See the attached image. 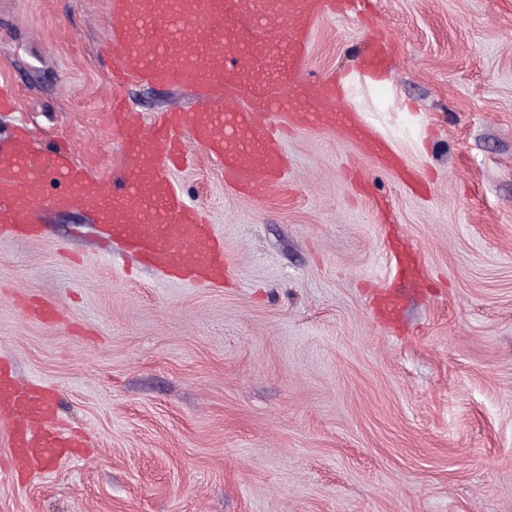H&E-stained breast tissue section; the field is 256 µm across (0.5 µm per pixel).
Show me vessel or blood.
Instances as JSON below:
<instances>
[{"instance_id":"b4317fda","label":"vessel or blood","mask_w":512,"mask_h":512,"mask_svg":"<svg viewBox=\"0 0 512 512\" xmlns=\"http://www.w3.org/2000/svg\"><path fill=\"white\" fill-rule=\"evenodd\" d=\"M329 0H108L106 25L114 83L136 77L152 84L190 79L211 103L196 112L172 110L151 130H142L121 106L112 119L123 131L125 163L110 188L75 163L64 148L38 153L25 128L0 145V234L28 232L47 199L96 210L113 238L147 265L220 286L231 273L224 245L201 211L175 189L171 172L187 165L190 145L218 158L225 178L239 192L261 197L286 168L279 137L260 121L258 111L286 112L291 128L329 126L379 158L386 142L355 112H329L322 103L336 85L304 78L312 28ZM288 32L272 53L263 34L275 24ZM290 88L288 98L274 95ZM247 98L249 107L230 103L228 92ZM62 180L47 196L51 176ZM0 417L10 423L8 462L20 471L39 469L46 460L71 456L85 445L79 434L58 426L54 398L39 383L17 379L0 363Z\"/></svg>"}]
</instances>
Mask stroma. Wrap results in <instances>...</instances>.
<instances>
[{
  "label": "stroma",
  "mask_w": 512,
  "mask_h": 512,
  "mask_svg": "<svg viewBox=\"0 0 512 512\" xmlns=\"http://www.w3.org/2000/svg\"><path fill=\"white\" fill-rule=\"evenodd\" d=\"M369 27L324 13L306 74L335 79L425 188L335 130L289 133L286 181L236 193L201 148L172 182L204 208L223 287L168 279L85 209L0 236V359L56 393L79 458L0 478L8 512H512V0H374ZM107 0H0V112L91 173L120 162ZM150 127L207 106L190 82L125 87ZM410 245L414 277L393 275ZM400 302L395 321L372 305ZM36 298L52 319L26 317Z\"/></svg>",
  "instance_id": "35a3bbf8"
}]
</instances>
